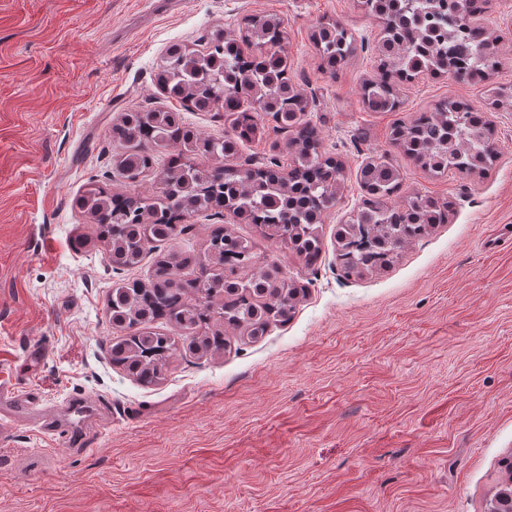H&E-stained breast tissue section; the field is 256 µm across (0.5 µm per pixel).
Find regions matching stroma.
<instances>
[{"instance_id":"stroma-1","label":"stroma","mask_w":512,"mask_h":512,"mask_svg":"<svg viewBox=\"0 0 512 512\" xmlns=\"http://www.w3.org/2000/svg\"><path fill=\"white\" fill-rule=\"evenodd\" d=\"M262 12L284 22L300 119L343 162L344 188L309 266L235 215L184 221L166 251L198 253L221 225L302 292L287 323L229 334L215 356L182 347L146 386L112 362L108 302L153 260L115 269L74 200L90 182L152 198L154 172L132 188L113 164L123 113L178 110L223 137V111L161 90L160 60ZM481 20L500 37L496 81L512 83V0ZM328 21L357 46L333 77L311 39ZM380 31L357 0H0V385L34 405L0 419V512H488L512 459V101L488 114V174L426 172L393 127L450 97L482 103L488 87L425 76L396 111H370ZM294 134L261 116L236 161L289 165ZM379 158L400 171L398 199L450 203L448 221L389 268L346 277L336 228ZM39 409L69 435L48 441Z\"/></svg>"}]
</instances>
